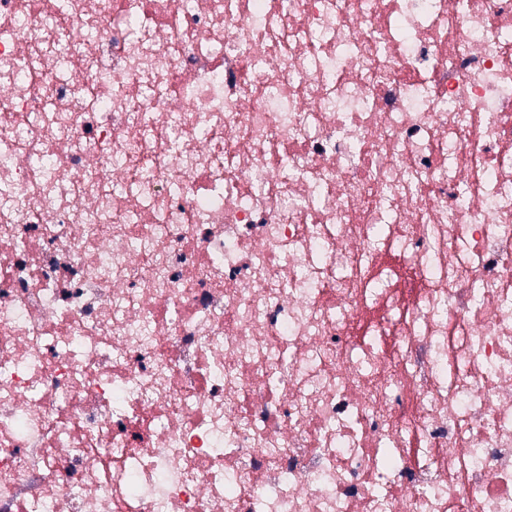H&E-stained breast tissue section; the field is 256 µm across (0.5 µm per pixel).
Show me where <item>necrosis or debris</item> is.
<instances>
[{"label": "necrosis or debris", "instance_id": "1", "mask_svg": "<svg viewBox=\"0 0 512 512\" xmlns=\"http://www.w3.org/2000/svg\"><path fill=\"white\" fill-rule=\"evenodd\" d=\"M0 512H512V0H0Z\"/></svg>", "mask_w": 512, "mask_h": 512}]
</instances>
